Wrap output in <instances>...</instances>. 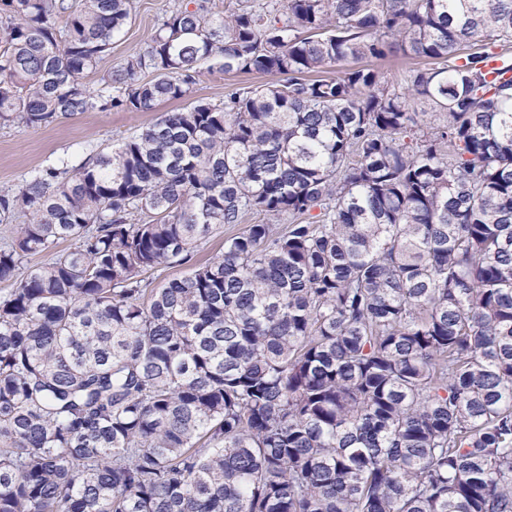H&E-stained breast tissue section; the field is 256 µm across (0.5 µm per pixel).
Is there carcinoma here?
<instances>
[{
    "label": "carcinoma",
    "instance_id": "1",
    "mask_svg": "<svg viewBox=\"0 0 512 512\" xmlns=\"http://www.w3.org/2000/svg\"><path fill=\"white\" fill-rule=\"evenodd\" d=\"M130 2L0 0V127L270 81L0 193V512H512V0H188L92 90ZM418 63V64H415ZM349 66H361L374 68L389 79L391 84L400 86L403 84L405 77V69L408 67L424 66V60L412 61L406 59L401 52H393L384 60H362L356 63H350Z\"/></svg>",
    "mask_w": 512,
    "mask_h": 512
}]
</instances>
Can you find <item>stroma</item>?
Returning <instances> with one entry per match:
<instances>
[{
	"label": "stroma",
	"mask_w": 512,
	"mask_h": 512,
	"mask_svg": "<svg viewBox=\"0 0 512 512\" xmlns=\"http://www.w3.org/2000/svg\"><path fill=\"white\" fill-rule=\"evenodd\" d=\"M177 2L133 0L130 20L123 31L113 37L110 50L100 63V73L108 72L127 55L144 47L158 21ZM262 80L259 74H224L205 69L198 77L193 95L217 104L232 89ZM156 118L153 112L90 111L46 127H0V191L14 188L22 176L55 165L59 160L78 164L91 151L110 148Z\"/></svg>",
	"instance_id": "obj_1"
}]
</instances>
